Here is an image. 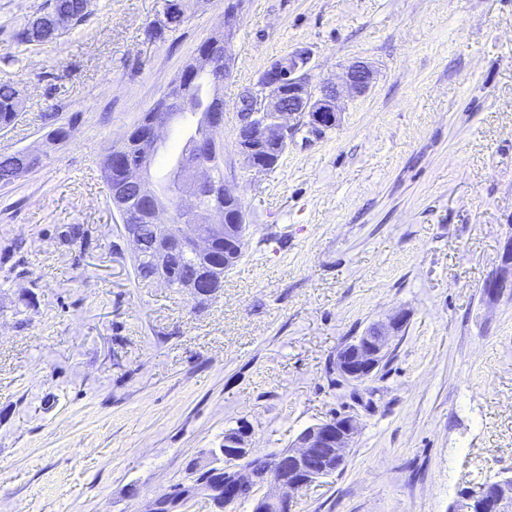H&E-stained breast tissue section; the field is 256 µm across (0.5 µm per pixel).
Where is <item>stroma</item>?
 Wrapping results in <instances>:
<instances>
[{
  "mask_svg": "<svg viewBox=\"0 0 512 512\" xmlns=\"http://www.w3.org/2000/svg\"><path fill=\"white\" fill-rule=\"evenodd\" d=\"M41 2L0 0V82L24 100L0 155L43 158L0 186V512H144L241 423L263 456L343 413L361 425L346 464L295 512H454L512 476V296L485 294L512 236V0H246L221 90L248 231L203 302L135 281L100 162L226 0H187L153 42L165 0H89L82 29L17 49ZM297 48L314 81L351 61L376 77L258 174L239 94ZM397 312L386 365L337 382L342 343Z\"/></svg>",
  "mask_w": 512,
  "mask_h": 512,
  "instance_id": "obj_1",
  "label": "stroma"
}]
</instances>
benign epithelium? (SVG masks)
<instances>
[{"instance_id":"7a95c632","label":"benign epithelium","mask_w":512,"mask_h":512,"mask_svg":"<svg viewBox=\"0 0 512 512\" xmlns=\"http://www.w3.org/2000/svg\"><path fill=\"white\" fill-rule=\"evenodd\" d=\"M244 0H228L224 7V35H230L236 27L239 11ZM181 19L180 0H166L161 24L172 27ZM74 16L70 12H54L32 16L26 36L38 40L46 29L55 36L65 35L71 28ZM312 56L309 50L298 48L286 57L274 60L255 84L240 94L238 125L235 142L239 153L255 172L267 170L260 151L268 145L288 147L296 126L290 120L298 116L311 133H319L336 126L341 92L361 96L374 79L372 68L361 61L343 68L339 82H312ZM151 150L145 149L137 165L116 164L115 188L112 191V207L124 213L129 188L138 189L142 205L137 209L136 224L122 225V235L132 247L133 253L143 254L153 260L156 272L153 282L167 285L166 261L175 253L193 249L209 254L219 238L229 241L238 238V228L246 227L243 209L234 207L224 211V225L207 224L198 208L197 192L210 186L209 173L200 158H188L183 165L191 173L192 187L181 194L180 208L194 219L192 224L171 227L162 223L167 211L166 200L151 185L145 167L149 164ZM209 276L204 268L183 280L182 288L193 296H200L208 289ZM491 300L504 294H512V237L504 246L501 265L494 277L486 284ZM406 315L398 313L385 323L372 325L352 345L336 353L334 369L343 383L359 386L377 372L382 357L388 351L391 340L402 330ZM359 421L353 414L333 416L305 428L294 440L288 453L292 470L286 476L259 478L246 468L245 461L252 454L248 447L251 431L242 424L224 435V447L212 453L219 461L200 462L196 469L209 484L201 487L206 498L212 499L224 490L222 474L237 483L234 491L221 494L224 512H235L242 492H247L254 503L253 512H293L294 494L304 487L334 474L345 462L356 436ZM456 512H512V479H494L483 483L478 490L460 496Z\"/></svg>"}]
</instances>
